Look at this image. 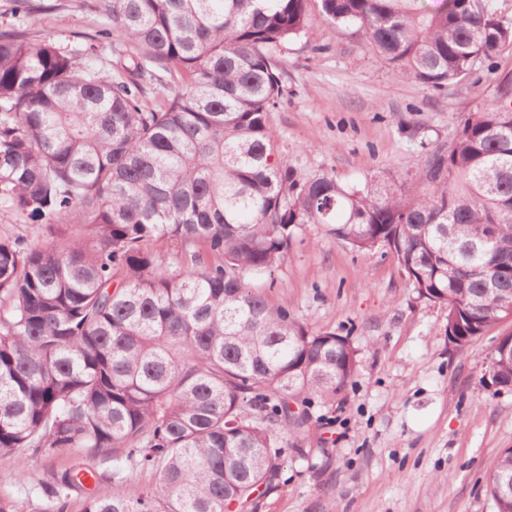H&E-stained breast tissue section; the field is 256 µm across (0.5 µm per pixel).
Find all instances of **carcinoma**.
Returning a JSON list of instances; mask_svg holds the SVG:
<instances>
[{
  "instance_id": "cac0c4a2",
  "label": "carcinoma",
  "mask_w": 512,
  "mask_h": 512,
  "mask_svg": "<svg viewBox=\"0 0 512 512\" xmlns=\"http://www.w3.org/2000/svg\"><path fill=\"white\" fill-rule=\"evenodd\" d=\"M399 79L440 89L512 45L492 0H97L112 73L91 48L0 32V207L51 239L0 237V456L80 458L32 477L36 503L0 512L258 508L305 415L344 388L345 338L315 333L249 285L317 225L355 252L385 248L418 294L472 340L512 314V108L465 115L415 177L344 184L275 161L276 50L310 6ZM163 86L151 100V86ZM178 244L166 257L151 247ZM487 376L512 386V358ZM119 454L154 484L131 496L88 460ZM496 512H512L497 476Z\"/></svg>"
}]
</instances>
